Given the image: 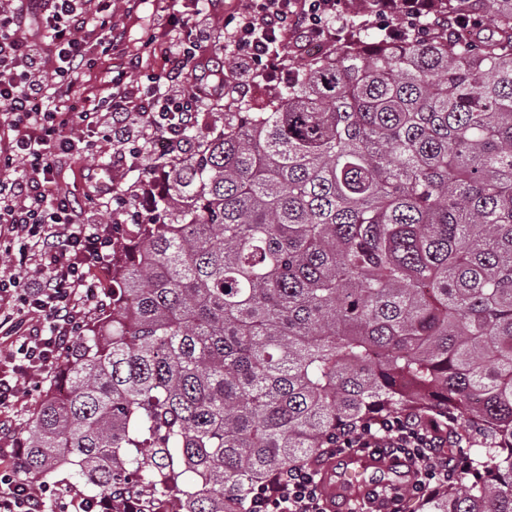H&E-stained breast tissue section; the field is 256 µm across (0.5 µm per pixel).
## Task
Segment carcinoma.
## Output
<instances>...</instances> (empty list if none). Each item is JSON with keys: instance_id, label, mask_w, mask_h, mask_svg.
<instances>
[{"instance_id": "carcinoma-1", "label": "carcinoma", "mask_w": 512, "mask_h": 512, "mask_svg": "<svg viewBox=\"0 0 512 512\" xmlns=\"http://www.w3.org/2000/svg\"><path fill=\"white\" fill-rule=\"evenodd\" d=\"M440 2L397 41L358 23L167 172L27 475L246 512L342 427L465 414L466 473L413 512H512V0Z\"/></svg>"}]
</instances>
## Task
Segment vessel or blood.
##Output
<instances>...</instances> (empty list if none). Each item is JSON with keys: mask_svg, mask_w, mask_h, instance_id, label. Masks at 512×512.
Masks as SVG:
<instances>
[{"mask_svg": "<svg viewBox=\"0 0 512 512\" xmlns=\"http://www.w3.org/2000/svg\"><path fill=\"white\" fill-rule=\"evenodd\" d=\"M404 476L399 465L365 454H344L338 466L327 467L323 472L329 512H347L350 501L358 499L361 492Z\"/></svg>", "mask_w": 512, "mask_h": 512, "instance_id": "b4317fda", "label": "vessel or blood"}]
</instances>
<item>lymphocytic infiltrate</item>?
<instances>
[{
  "mask_svg": "<svg viewBox=\"0 0 512 512\" xmlns=\"http://www.w3.org/2000/svg\"><path fill=\"white\" fill-rule=\"evenodd\" d=\"M171 4L151 48L162 67L149 66L143 51L129 52L107 70L103 95L87 97L81 107L70 101L72 88L91 76L108 44L122 39L112 23L99 20L104 0L0 6V247L16 268L0 276V333L12 338L0 356V411L50 377L80 335L87 310L103 307L110 295L91 272L110 266L117 239L110 226L75 223L69 194L51 191L58 160L105 145L134 164L158 148L183 159L186 132L201 109L287 71L291 44L323 39L328 21L339 16L336 0H249L215 32L194 11V0ZM92 27L100 35L84 39ZM216 42L234 65L206 87L196 81L200 53ZM134 71L140 79L128 80ZM152 188L146 175L135 190L103 195L94 189L90 195L105 197L113 214L140 224L147 218L140 202L151 198ZM448 432V422L397 414L341 429L334 450L416 464L413 484L378 488L367 497L385 503L388 512H402L431 485L457 477L440 455ZM54 501L49 487L23 477L20 463L0 468V512H56ZM251 512H326L321 479L302 468L282 473L254 491Z\"/></svg>",
  "mask_w": 512,
  "mask_h": 512,
  "instance_id": "f902f5d3",
  "label": "lymphocytic infiltrate"
}]
</instances>
